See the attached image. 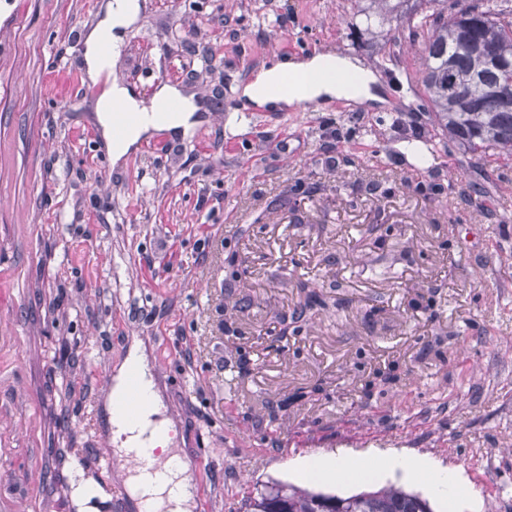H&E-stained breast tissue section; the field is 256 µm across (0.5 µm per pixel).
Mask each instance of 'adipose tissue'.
I'll use <instances>...</instances> for the list:
<instances>
[{
	"instance_id": "obj_1",
	"label": "adipose tissue",
	"mask_w": 512,
	"mask_h": 512,
	"mask_svg": "<svg viewBox=\"0 0 512 512\" xmlns=\"http://www.w3.org/2000/svg\"><path fill=\"white\" fill-rule=\"evenodd\" d=\"M101 18L85 39L84 63L92 81L107 78L108 83L98 99L97 121L107 151L112 159L126 155L148 133L166 130H189L193 127L195 105L183 99L178 88L165 85L154 95L152 102L138 99L136 92L111 81L114 53L118 51L120 31L133 24L140 11L138 0H102ZM373 74L360 66L358 60L347 56L317 54L306 59L281 61L258 71L243 88L247 101L268 106L272 110L305 105L319 108L331 100L363 102L374 100L371 85ZM178 101L176 110L164 120L155 116L159 103ZM123 105L137 113V120L123 133L113 130V109ZM106 400L107 421L124 441L118 453L133 461L134 467L124 479L126 491L139 512H193L196 491L185 478L187 462L178 451L169 448L167 423L160 420L162 398L150 372L149 361L140 346H133L113 377ZM139 381L146 405L136 421H129L121 402L131 392L132 381ZM157 451L160 464L149 470L138 464L144 451ZM390 470L404 476L426 477L435 487L456 493L458 475L455 471L426 459L392 453L386 460Z\"/></svg>"
}]
</instances>
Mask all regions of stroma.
I'll list each match as a JSON object with an SVG mask.
<instances>
[{
    "label": "stroma",
    "mask_w": 512,
    "mask_h": 512,
    "mask_svg": "<svg viewBox=\"0 0 512 512\" xmlns=\"http://www.w3.org/2000/svg\"><path fill=\"white\" fill-rule=\"evenodd\" d=\"M98 3L0 0V512H77L80 474L111 493L101 512H137L100 466L135 340L194 512H240L269 481L512 512V165L439 142L417 43L388 61L350 0H140L117 72L145 100L182 87L199 123L114 162L82 68ZM327 51L364 63L380 101L243 98L259 68ZM475 181L485 196L462 199ZM394 450L461 493L381 468ZM340 451L375 467L298 469Z\"/></svg>",
    "instance_id": "35a3bbf8"
}]
</instances>
